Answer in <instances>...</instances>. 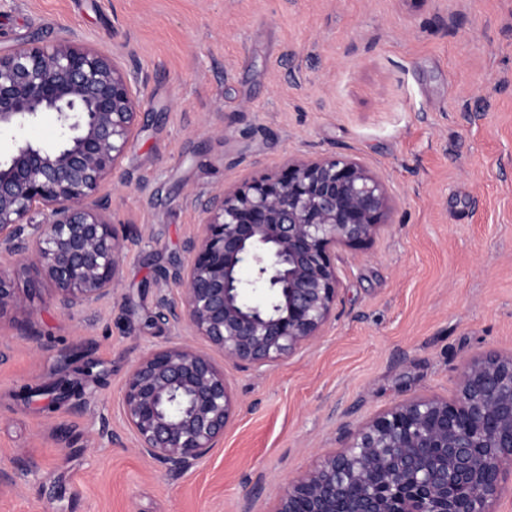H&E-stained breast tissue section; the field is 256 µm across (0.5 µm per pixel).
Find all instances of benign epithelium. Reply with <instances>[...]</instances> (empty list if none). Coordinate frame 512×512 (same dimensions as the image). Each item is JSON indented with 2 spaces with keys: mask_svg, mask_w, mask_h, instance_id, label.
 Returning a JSON list of instances; mask_svg holds the SVG:
<instances>
[{
  "mask_svg": "<svg viewBox=\"0 0 512 512\" xmlns=\"http://www.w3.org/2000/svg\"><path fill=\"white\" fill-rule=\"evenodd\" d=\"M143 102L112 52L69 38L0 49V318L24 311L23 278L65 311L112 295L124 236L100 196L139 124ZM44 112L53 146L19 139ZM390 210L383 180L355 159H290L214 194L172 274L181 306L160 318L237 366H271L319 336L336 310V250H363ZM265 303L245 299L248 282ZM209 351L151 350L131 365L122 404L139 451L173 473L204 463L236 413ZM339 451L288 481L271 512H493L512 477V354L464 363L453 399L416 397L347 431Z\"/></svg>",
  "mask_w": 512,
  "mask_h": 512,
  "instance_id": "obj_1",
  "label": "benign epithelium"
}]
</instances>
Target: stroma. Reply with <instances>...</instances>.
I'll return each instance as SVG.
<instances>
[{"instance_id":"stroma-1","label":"stroma","mask_w":512,"mask_h":512,"mask_svg":"<svg viewBox=\"0 0 512 512\" xmlns=\"http://www.w3.org/2000/svg\"><path fill=\"white\" fill-rule=\"evenodd\" d=\"M112 50L144 102L106 192L126 241L112 297L48 289L0 320V512H269L289 479L396 402L453 397L512 353V0H0V46ZM346 155L392 210L340 249L322 336L274 366L225 363L237 402L210 459L144 457L131 364L197 344L156 318L204 203L291 158Z\"/></svg>"}]
</instances>
